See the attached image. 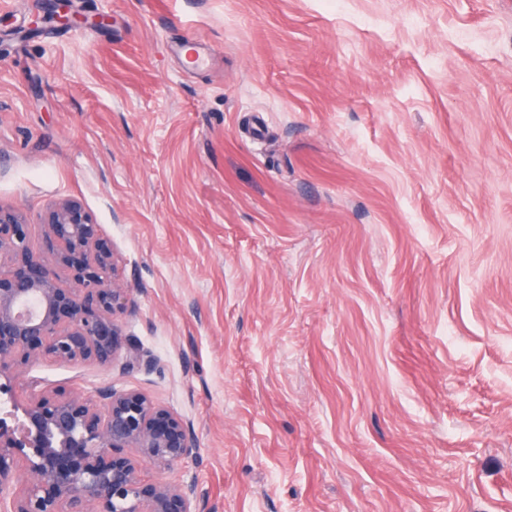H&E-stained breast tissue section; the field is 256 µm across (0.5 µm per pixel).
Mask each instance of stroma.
Returning <instances> with one entry per match:
<instances>
[{
  "instance_id": "obj_1",
  "label": "stroma",
  "mask_w": 512,
  "mask_h": 512,
  "mask_svg": "<svg viewBox=\"0 0 512 512\" xmlns=\"http://www.w3.org/2000/svg\"><path fill=\"white\" fill-rule=\"evenodd\" d=\"M0 0V206L79 200L108 364L209 512H512V0ZM156 361L126 368L130 353Z\"/></svg>"
}]
</instances>
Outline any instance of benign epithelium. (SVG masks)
I'll return each mask as SVG.
<instances>
[{
    "mask_svg": "<svg viewBox=\"0 0 512 512\" xmlns=\"http://www.w3.org/2000/svg\"><path fill=\"white\" fill-rule=\"evenodd\" d=\"M47 19L70 24L67 0H53ZM42 224L47 256L29 249L24 216L0 207V394L42 356L107 363L121 347L115 315L127 293L98 225L75 200L52 206ZM17 409L26 424L0 417V512H205L194 485L146 480L126 453L168 467L197 449L192 426L143 392L29 385Z\"/></svg>",
    "mask_w": 512,
    "mask_h": 512,
    "instance_id": "obj_1",
    "label": "benign epithelium"
}]
</instances>
